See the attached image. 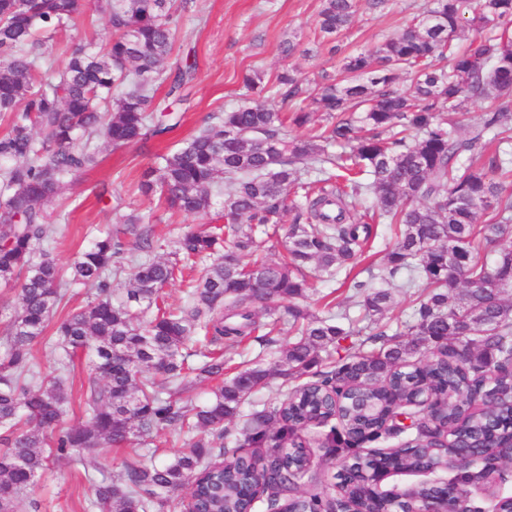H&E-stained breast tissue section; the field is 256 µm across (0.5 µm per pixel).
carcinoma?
Returning <instances> with one entry per match:
<instances>
[{
	"mask_svg": "<svg viewBox=\"0 0 512 512\" xmlns=\"http://www.w3.org/2000/svg\"><path fill=\"white\" fill-rule=\"evenodd\" d=\"M358 0H321L319 42L354 22ZM463 0H431L403 32L368 52L349 54L338 74L311 91L293 70L264 82L244 78V101L204 118L202 130L158 156L155 179L141 186L189 214L224 195V224L191 229L168 258L152 232L137 254L117 234L95 239L68 270L42 252L53 233L44 204L64 180L96 163L94 142L117 150L165 135L171 106L157 109V87L182 102L191 64L167 71L188 0H102L112 30L103 46L70 50L63 67L45 65L49 48L84 16L89 0H0V284L14 289L0 307V512H29L24 491L50 457L83 461L135 439L175 437L168 462L145 464L129 449L125 476H87L96 512H165L183 488L212 512H412L469 486L421 485L363 491L364 475L445 463L495 448L512 460V406L472 408L479 393L512 387V0H478L471 23L480 44L460 50ZM412 77L410 94L396 86ZM489 102L482 125L461 137L445 112ZM309 129L286 137V124ZM488 219L477 222L478 214ZM291 221H286L287 215ZM395 241L379 274L358 281L362 317L288 307L293 342L271 362L224 376L223 350L262 332L274 345L280 320L259 306L304 296L309 273L334 278L361 263L376 223ZM282 235L287 257L267 259ZM210 258L187 284V304L160 306L163 289L188 266ZM132 272L124 298L112 278ZM415 289L410 319L391 324L395 279ZM94 291L87 306L54 320L68 287ZM56 322L64 352L47 379L31 345ZM88 356L86 420L67 423L68 357ZM307 377L285 397L249 414L244 404L275 378ZM217 381L201 405L181 400L198 381ZM315 439L321 459L308 467Z\"/></svg>",
	"mask_w": 512,
	"mask_h": 512,
	"instance_id": "cac0c4a2",
	"label": "carcinoma"
}]
</instances>
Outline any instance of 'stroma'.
Wrapping results in <instances>:
<instances>
[{"instance_id":"1","label":"stroma","mask_w":512,"mask_h":512,"mask_svg":"<svg viewBox=\"0 0 512 512\" xmlns=\"http://www.w3.org/2000/svg\"><path fill=\"white\" fill-rule=\"evenodd\" d=\"M425 2L389 0L385 9L374 10L367 0H360L353 27L340 39L342 51L361 52L378 46L410 24ZM319 8L320 0H193L165 63L169 69L188 61L196 67L189 100L180 107L181 124L160 140L118 151L101 147L96 165L80 179L64 185L49 206L50 212L62 215L48 245L56 263L68 267L94 236L117 232L112 207L118 202L125 211L144 215L147 228L165 236L169 251L187 230L220 223L221 205H214L205 214H185L159 205L156 197L142 192L154 155L174 148L194 133L206 113L235 106L246 73L256 70L272 81L279 73L292 69L312 83L320 81L322 75L335 74L337 57L317 41ZM111 37L104 15L89 11L53 48L50 61L53 66H61L72 45L90 41L102 45ZM287 40L295 45L289 56L283 52ZM369 278L368 271L360 266L334 280L311 278L307 296L300 304L320 315L325 303L333 301L351 317H360L355 284ZM126 454V449L120 448L86 463L50 459L47 474L26 495L39 502L40 512H85L93 488L84 480V472L101 470L112 479H123Z\"/></svg>"}]
</instances>
